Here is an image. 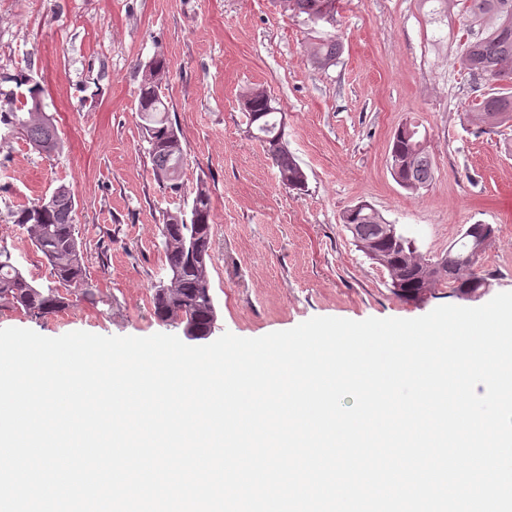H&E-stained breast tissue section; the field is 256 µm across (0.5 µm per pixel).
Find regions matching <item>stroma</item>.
I'll return each mask as SVG.
<instances>
[{
    "label": "stroma",
    "mask_w": 512,
    "mask_h": 512,
    "mask_svg": "<svg viewBox=\"0 0 512 512\" xmlns=\"http://www.w3.org/2000/svg\"><path fill=\"white\" fill-rule=\"evenodd\" d=\"M439 0H338L333 20L311 27L281 0H0V90L25 74L43 89L62 150L47 157L21 136L0 141V248L43 286L54 279L11 214L58 185L72 187L86 274L112 297L34 318L0 308V329L46 337L181 335L153 313L152 287L168 276L159 226L189 212L191 192L212 194L211 288L217 334L243 338L313 317L412 319L461 305L451 288L421 300L394 295L387 271L355 245L344 212L366 202L424 255L445 253L470 224L499 232L480 266L489 295L512 291V122L475 133L472 100L490 90L460 69L466 39ZM337 36L334 65L307 60L314 37ZM163 54L168 106L185 152L182 189L154 178L138 116L142 66ZM267 89L285 119L289 152L307 176L285 186L251 137L242 94ZM414 121L434 161L416 192L389 166L396 129Z\"/></svg>",
    "instance_id": "obj_1"
}]
</instances>
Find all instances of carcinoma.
<instances>
[{
	"label": "carcinoma",
	"instance_id": "cac0c4a2",
	"mask_svg": "<svg viewBox=\"0 0 512 512\" xmlns=\"http://www.w3.org/2000/svg\"><path fill=\"white\" fill-rule=\"evenodd\" d=\"M448 11L460 7L467 39L459 51L461 67L473 77L498 84V91L471 103L467 116L471 124H500L512 120V0H445ZM295 15L317 25L333 17L335 0H285ZM309 62L323 69L333 65L340 53L335 37L326 36L308 43ZM167 73L165 59L158 55L143 67L138 115L148 142L153 173L158 183L172 191L181 189L180 171L185 155L181 139L170 118L168 108L157 93ZM16 86H27L32 105L20 111L17 96L0 92V128L12 136L23 135L40 154L59 152L62 140L54 117L44 112L41 95L44 88L27 77L14 79ZM255 137L261 139L288 187L303 190L307 177L284 143V126L275 119L277 108L264 88H252L243 95ZM390 166L398 183L409 191L429 184L433 177L432 160L418 126L406 124L395 134ZM75 199L72 189L57 186L46 198L12 213L13 223L25 229L36 249L45 257L51 276L74 289V295L93 304L106 305L108 296L88 281L83 242L74 224ZM356 246L374 263L386 269L389 287L400 297L414 299L445 285L458 296L469 289L490 287L478 271L479 263L496 239L497 228L491 224H469L448 252L437 259L420 253L412 239L400 231L392 236L382 232L385 220L369 207L354 206L343 216ZM161 243L169 268L167 280L159 282L152 293L154 315L161 321L181 323L193 319L197 330L205 334L218 321L219 312L211 288L209 268L212 256L196 264L190 258L199 248L212 243L211 195L206 182L193 190L190 215L168 214L159 225ZM73 300L54 292L53 287L36 284L12 255L0 248V306L21 308L36 318L46 317L69 308Z\"/></svg>",
	"mask_w": 512,
	"mask_h": 512
}]
</instances>
